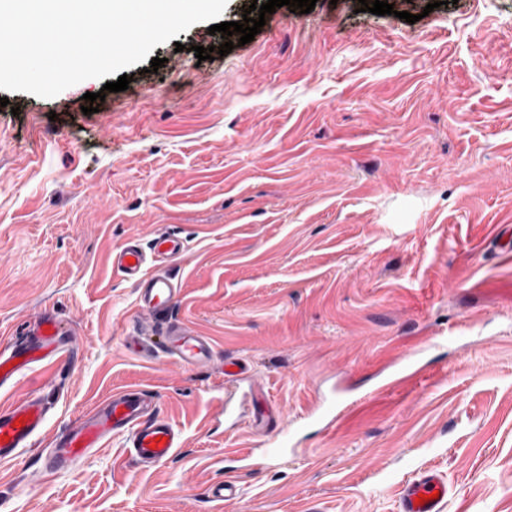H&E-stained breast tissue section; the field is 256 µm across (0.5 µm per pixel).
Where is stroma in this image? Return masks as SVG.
I'll return each instance as SVG.
<instances>
[{
    "instance_id": "35a3bbf8",
    "label": "stroma",
    "mask_w": 512,
    "mask_h": 512,
    "mask_svg": "<svg viewBox=\"0 0 512 512\" xmlns=\"http://www.w3.org/2000/svg\"><path fill=\"white\" fill-rule=\"evenodd\" d=\"M390 2L284 6L202 62L222 38L196 23L91 115L97 79L0 89V339L41 312L75 337L0 388V406L50 403L35 446L0 461V512H398L422 469L447 475L444 512H512V258L492 245L512 225V0ZM159 230L185 241L175 314L211 338L209 366L122 343L136 293L110 255ZM409 352L422 374L380 391ZM228 359L296 454L227 472L268 439L220 416ZM134 387L179 428L170 459L138 466L113 438L44 469L53 436ZM322 398L348 406L325 432Z\"/></svg>"
}]
</instances>
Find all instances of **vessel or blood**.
I'll use <instances>...</instances> for the list:
<instances>
[{
  "mask_svg": "<svg viewBox=\"0 0 512 512\" xmlns=\"http://www.w3.org/2000/svg\"><path fill=\"white\" fill-rule=\"evenodd\" d=\"M184 253L182 239L171 232L155 234L150 245L128 239L112 251V269L130 281L136 289L139 323L125 338L133 352L149 353L160 344L166 358L189 370L207 366L213 357L209 337L176 320L173 310L182 286L171 271V263ZM70 332L54 315L44 314L25 331L23 338L0 346V387L13 385L25 369L47 358L69 351ZM224 402L232 404L235 396L250 399L247 385L252 376L247 364L233 360L224 364ZM47 403L30 396L0 407V460H11L20 449L30 447L44 429ZM112 437L125 438L133 460L141 465L169 459L181 447L180 430L161 415L153 397L142 389L113 392L92 413L52 438L50 462L62 468L85 457ZM292 438L291 424L280 432L265 449L264 460L285 455ZM450 487L447 479L433 470L418 472L406 484L400 498L399 512H443ZM427 495L418 504V495Z\"/></svg>",
  "mask_w": 512,
  "mask_h": 512,
  "instance_id": "b4317fda",
  "label": "vessel or blood"
}]
</instances>
